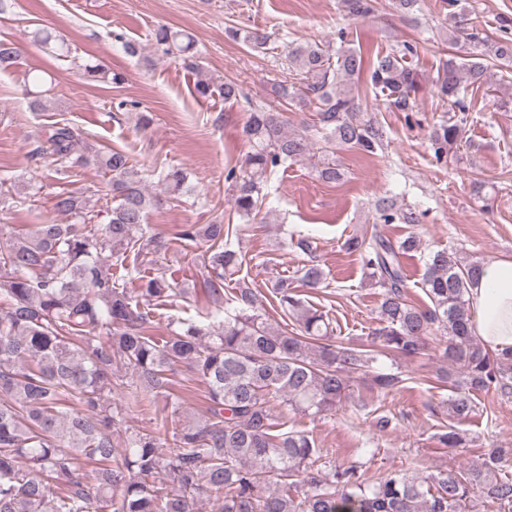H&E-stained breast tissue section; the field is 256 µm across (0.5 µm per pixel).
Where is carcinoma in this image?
I'll list each match as a JSON object with an SVG mask.
<instances>
[{
	"label": "carcinoma",
	"instance_id": "cac0c4a2",
	"mask_svg": "<svg viewBox=\"0 0 512 512\" xmlns=\"http://www.w3.org/2000/svg\"><path fill=\"white\" fill-rule=\"evenodd\" d=\"M352 17L365 18L373 0H344ZM452 32L496 59L512 58V43L491 40L463 16L449 15ZM233 40L261 51L271 40L264 29L227 30ZM155 45L168 55L193 52L192 35L169 26L153 31ZM35 41L59 57L68 53L64 39L48 29ZM417 47L405 42L387 54L364 55L331 41L297 42L288 50V70L298 82L282 85L279 96L318 120L290 133L282 114L252 110L244 128L249 144L240 167L227 170L236 212L249 220L266 204L267 174L309 160L320 150L332 157L339 150L373 154L385 132L360 112L355 97L338 86L363 74L391 97L390 104L411 112L420 88L418 73L406 65ZM20 56L9 39H0V70ZM90 81L107 78L100 64L83 66ZM487 80L486 68L448 60L438 71L441 97L459 118L431 134L436 162H448L460 141L469 110L467 89ZM199 96L219 93L224 100L243 96L238 84L201 79ZM81 131L55 123L29 152L35 162L47 160L57 174L96 166L111 175L112 206L108 222L95 224L90 199L81 192L56 194L53 208L78 218L77 224H39L18 229L0 243V512H194L207 495L217 512H464L477 496L512 504V479L499 468L512 459V448H495L481 467L463 474H423L414 469L390 472L373 484L360 480L357 467L336 463L335 454L316 446L307 433L282 429L277 406L303 413L333 412L346 397L354 373L371 377L370 391L386 399L401 383L391 372L369 370L388 350L414 358L425 350L432 328L448 335L445 357L453 394L448 413L458 423L474 410V395L512 382V353L487 350L471 332L468 289L480 271L461 264L446 250L427 255L423 288L430 304L420 308L405 296L402 257L419 248L409 236L394 241L385 224H417L416 210L390 198L376 205L371 228L349 237L345 249L359 255L371 284L382 288L379 327L367 344H337L328 315L307 306L288 279L272 282L275 308L294 327L274 329L261 312L254 289L238 281L230 297L224 283L241 272L246 253L234 246L241 225L185 224L176 237L186 244L210 243L204 258L206 293L216 314L208 321L183 319L166 336L149 330L150 306L175 294L164 274L138 276L139 287L120 286L114 267H125L128 253H155L167 244L150 234L149 212L167 197L191 191L187 172L173 166L163 175L161 192L147 188V174L118 149L80 148ZM309 288L323 284L320 265L299 269ZM224 313V320L218 319ZM106 341H100V338ZM121 364L129 375L122 404L112 403V368ZM183 366L206 386L209 407L184 424L172 439L159 432L131 435L116 448L113 433L121 414L162 399L179 415L182 396L170 374ZM77 403L67 408V400ZM448 448L465 447L454 427L439 435ZM94 465L97 485L90 488L86 467ZM165 473L170 490L161 492L155 477Z\"/></svg>",
	"mask_w": 512,
	"mask_h": 512
}]
</instances>
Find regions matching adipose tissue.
Segmentation results:
<instances>
[{
  "label": "adipose tissue",
  "mask_w": 512,
  "mask_h": 512,
  "mask_svg": "<svg viewBox=\"0 0 512 512\" xmlns=\"http://www.w3.org/2000/svg\"><path fill=\"white\" fill-rule=\"evenodd\" d=\"M472 329L493 353L512 350V258L484 264L468 295Z\"/></svg>",
  "instance_id": "obj_1"
}]
</instances>
